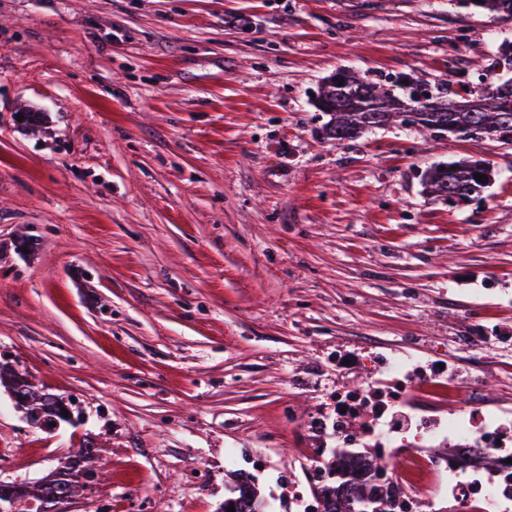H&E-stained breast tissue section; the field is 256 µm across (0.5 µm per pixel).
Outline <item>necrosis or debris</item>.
<instances>
[{"label":"necrosis or debris","mask_w":512,"mask_h":512,"mask_svg":"<svg viewBox=\"0 0 512 512\" xmlns=\"http://www.w3.org/2000/svg\"><path fill=\"white\" fill-rule=\"evenodd\" d=\"M471 294L474 329L462 349L479 359L512 349V336L489 335L483 319L491 289ZM327 360L336 373L327 408L288 418L304 448L288 474V512H321L332 467L386 512H504L512 503V400L488 399L484 374L461 380L447 351L422 357L373 341Z\"/></svg>","instance_id":"necrosis-or-debris-1"}]
</instances>
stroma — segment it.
I'll list each match as a JSON object with an SVG mask.
<instances>
[{
    "instance_id": "stroma-1",
    "label": "stroma",
    "mask_w": 512,
    "mask_h": 512,
    "mask_svg": "<svg viewBox=\"0 0 512 512\" xmlns=\"http://www.w3.org/2000/svg\"><path fill=\"white\" fill-rule=\"evenodd\" d=\"M509 42L466 0H0V364L79 414L33 427L1 387L0 480L91 438L58 512H219L252 460L279 512L327 351L424 355L470 335L464 290L512 294V144L339 143L313 96L340 69L477 89ZM459 157L494 169L482 198L427 195Z\"/></svg>"
}]
</instances>
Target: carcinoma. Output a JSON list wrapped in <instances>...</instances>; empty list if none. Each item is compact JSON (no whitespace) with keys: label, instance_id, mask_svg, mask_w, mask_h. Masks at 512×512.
I'll use <instances>...</instances> for the list:
<instances>
[{"label":"carcinoma","instance_id":"obj_1","mask_svg":"<svg viewBox=\"0 0 512 512\" xmlns=\"http://www.w3.org/2000/svg\"><path fill=\"white\" fill-rule=\"evenodd\" d=\"M480 11L496 14L502 18H512V0H468ZM420 80L401 76L391 84L373 82L350 70H342L324 79L316 95V108L330 115L325 126L328 138L342 142L353 139L369 128L384 127L399 123L404 105L409 103L411 89ZM421 114L420 126L434 132L456 135L464 126H482L494 129L501 135L512 137V125L502 126V116H512V79L499 83L488 95H472L468 98L450 100L446 96H432L427 102L418 105ZM481 173L487 179L481 181L475 174ZM492 171L479 160L461 158L438 163L429 168L424 176V189L442 200L448 199V191L456 190L462 199L479 196L489 187ZM10 381L12 391L30 400L32 410L39 412L44 421L60 410L58 401L45 393H37L34 385L17 375L5 376L0 367V385ZM98 447L92 441L83 443L72 458L77 463L92 465ZM73 491L71 482L63 475L50 479L38 486L37 492L24 497L37 503L56 494H69ZM238 496L224 502L222 512L234 507L235 512H266L264 501L255 484L247 476L240 477L237 486ZM323 512H357V505L365 504V512H376L377 499L361 494L354 499L336 498V488L324 489Z\"/></svg>","mask_w":512,"mask_h":512}]
</instances>
